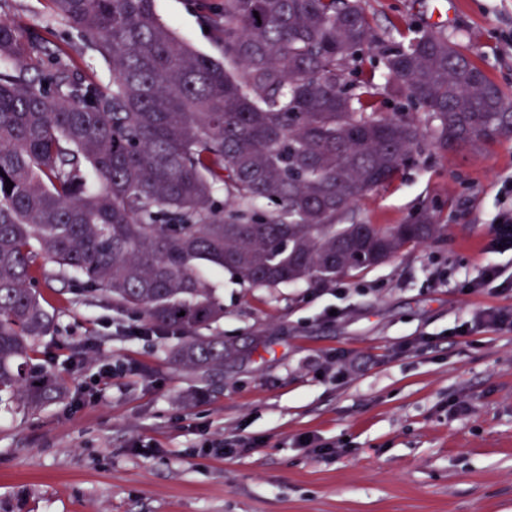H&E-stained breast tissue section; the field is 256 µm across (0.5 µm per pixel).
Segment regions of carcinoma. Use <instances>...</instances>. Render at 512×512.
I'll list each match as a JSON object with an SVG mask.
<instances>
[{
  "instance_id": "1",
  "label": "carcinoma",
  "mask_w": 512,
  "mask_h": 512,
  "mask_svg": "<svg viewBox=\"0 0 512 512\" xmlns=\"http://www.w3.org/2000/svg\"><path fill=\"white\" fill-rule=\"evenodd\" d=\"M51 3L113 80L82 78L0 20V402L23 409L63 390L31 358L54 320L32 285L37 259L180 335L178 364L211 376L224 337L200 330L224 305L204 270L273 288L381 264L445 225L428 208L348 222L361 199L425 141L512 140V93L443 31L410 27L374 55L363 0H221L200 19L222 60L180 39L155 0ZM378 75L414 112L382 111Z\"/></svg>"
}]
</instances>
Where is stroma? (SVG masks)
Returning a JSON list of instances; mask_svg holds the SVG:
<instances>
[{
    "mask_svg": "<svg viewBox=\"0 0 512 512\" xmlns=\"http://www.w3.org/2000/svg\"><path fill=\"white\" fill-rule=\"evenodd\" d=\"M204 0H156L159 18L220 59ZM381 34L443 31L512 91V0H364ZM0 16L58 45L63 62L102 85L112 69L50 0H0ZM512 141L442 154L425 147L353 219L400 224L437 209L446 233L331 283L253 288L213 274L231 346L204 379L175 360L177 335H134L138 318L101 290L37 262L34 286L55 315L36 363L67 391L37 411L0 407V512H512V333L455 330L512 312V292H458L512 252L487 248L512 204ZM108 386L94 384L101 365ZM465 398L469 410L452 413ZM310 434L335 446L321 456ZM242 438L229 459L204 440Z\"/></svg>",
    "mask_w": 512,
    "mask_h": 512,
    "instance_id": "obj_1",
    "label": "stroma"
}]
</instances>
